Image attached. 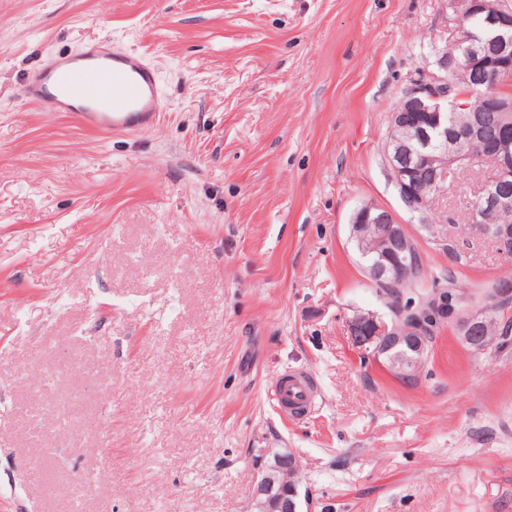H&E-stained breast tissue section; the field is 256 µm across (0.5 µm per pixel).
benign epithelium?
Returning a JSON list of instances; mask_svg holds the SVG:
<instances>
[{
  "mask_svg": "<svg viewBox=\"0 0 512 512\" xmlns=\"http://www.w3.org/2000/svg\"><path fill=\"white\" fill-rule=\"evenodd\" d=\"M484 13L492 28L488 44L494 54L476 51L470 54V68L481 73L498 75L502 69L512 68V18L506 13L484 6L483 0H453L448 12L450 43L470 40L461 23L465 15ZM456 68V60L443 53L436 61V69H419L403 93L398 107L391 115V129L404 130L407 135L393 139L386 148V161L392 182L407 211L423 214V196L410 188L417 181L443 196L456 184L455 158L449 146L465 138L477 144L473 159L493 165L495 174L484 181L476 193L475 218L482 217L484 208L512 204V136L502 134L491 142L485 141L480 127L471 129L464 137L448 134V111L459 107L461 96L454 94L448 74ZM489 110L512 112V89L498 88L492 95ZM352 236L360 250L371 243H383L386 251L370 267L373 279L384 284L389 279L390 267L409 270L408 258L420 257L408 242L405 226L392 213L375 204H364L352 220ZM499 254L512 257V225L500 224L493 229ZM432 309L456 326L461 339L475 351L493 354L499 344L484 336L480 328L486 313L464 307L444 289L438 288L431 296ZM353 342L368 347L398 378L408 379L419 373L426 352L427 323L423 316L404 308L397 316L387 318L376 312L361 313L348 323ZM294 458L288 450L272 453L258 469L250 512H299L297 505L309 500L301 493L300 472L297 465H284L285 458Z\"/></svg>",
  "mask_w": 512,
  "mask_h": 512,
  "instance_id": "obj_1",
  "label": "benign epithelium"
}]
</instances>
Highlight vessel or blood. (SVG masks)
Segmentation results:
<instances>
[{"label": "vessel or blood", "instance_id": "vessel-or-blood-1", "mask_svg": "<svg viewBox=\"0 0 512 512\" xmlns=\"http://www.w3.org/2000/svg\"><path fill=\"white\" fill-rule=\"evenodd\" d=\"M21 97L36 101L51 112L70 110L71 100L86 102L76 120L99 132H131L155 125L163 110L155 90L152 70L133 53L122 51L89 53L81 64L60 60L32 72ZM310 378L288 374L281 378L278 402L309 405L313 402Z\"/></svg>", "mask_w": 512, "mask_h": 512}]
</instances>
